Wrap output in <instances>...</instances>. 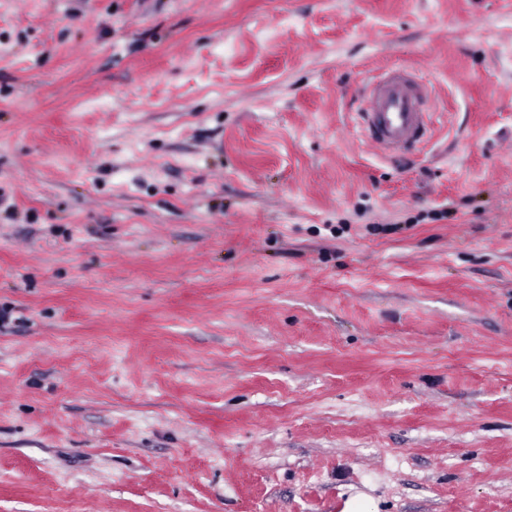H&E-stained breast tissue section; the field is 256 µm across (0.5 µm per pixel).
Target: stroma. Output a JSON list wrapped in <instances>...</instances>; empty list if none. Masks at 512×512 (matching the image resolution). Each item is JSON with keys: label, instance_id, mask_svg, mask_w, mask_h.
Listing matches in <instances>:
<instances>
[{"label": "stroma", "instance_id": "35a3bbf8", "mask_svg": "<svg viewBox=\"0 0 512 512\" xmlns=\"http://www.w3.org/2000/svg\"><path fill=\"white\" fill-rule=\"evenodd\" d=\"M1 202L0 512H512V0H0ZM429 81L412 69L390 67L368 77L359 90V127L365 141L391 156L425 147L437 109Z\"/></svg>", "mask_w": 512, "mask_h": 512}]
</instances>
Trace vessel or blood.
Masks as SVG:
<instances>
[{
	"instance_id": "vessel-or-blood-1",
	"label": "vessel or blood",
	"mask_w": 512,
	"mask_h": 512,
	"mask_svg": "<svg viewBox=\"0 0 512 512\" xmlns=\"http://www.w3.org/2000/svg\"><path fill=\"white\" fill-rule=\"evenodd\" d=\"M433 88L416 71L391 67L367 78L359 90V127L365 141L391 156L425 147L433 137L437 109Z\"/></svg>"
}]
</instances>
